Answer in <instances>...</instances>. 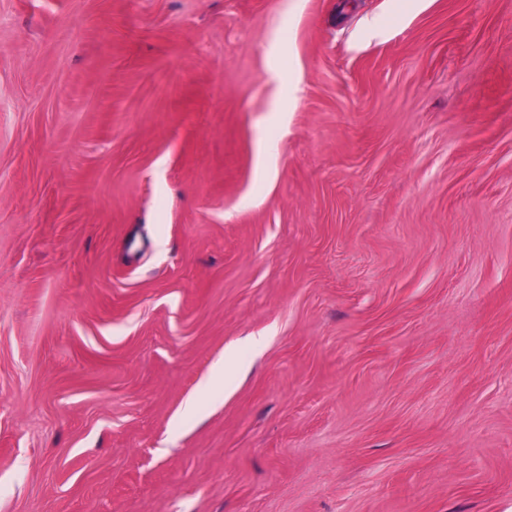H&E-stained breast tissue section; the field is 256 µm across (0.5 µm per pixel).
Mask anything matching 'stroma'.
<instances>
[{
    "mask_svg": "<svg viewBox=\"0 0 512 512\" xmlns=\"http://www.w3.org/2000/svg\"><path fill=\"white\" fill-rule=\"evenodd\" d=\"M0 512H512V0H0Z\"/></svg>",
    "mask_w": 512,
    "mask_h": 512,
    "instance_id": "stroma-1",
    "label": "stroma"
}]
</instances>
